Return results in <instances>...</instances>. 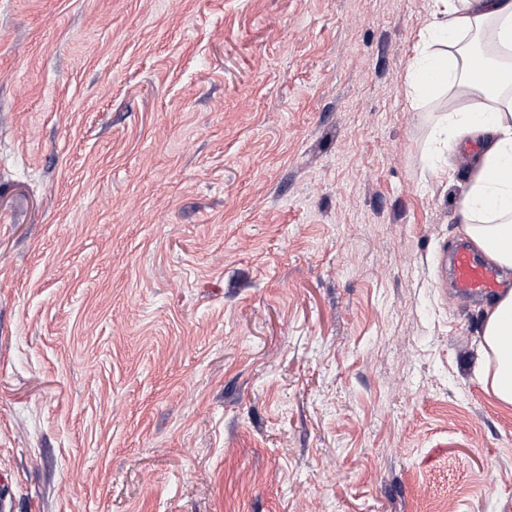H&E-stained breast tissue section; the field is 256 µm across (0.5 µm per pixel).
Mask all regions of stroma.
<instances>
[{"mask_svg":"<svg viewBox=\"0 0 512 512\" xmlns=\"http://www.w3.org/2000/svg\"><path fill=\"white\" fill-rule=\"evenodd\" d=\"M432 0H0V512H512ZM438 263L445 271V284L463 299L477 300L500 292L499 269L485 261L466 240L459 241L448 254L445 250L438 256Z\"/></svg>","mask_w":512,"mask_h":512,"instance_id":"35a3bbf8","label":"stroma"}]
</instances>
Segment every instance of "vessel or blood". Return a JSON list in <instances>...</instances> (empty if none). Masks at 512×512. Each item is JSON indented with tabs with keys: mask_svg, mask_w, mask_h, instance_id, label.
<instances>
[{
	"mask_svg": "<svg viewBox=\"0 0 512 512\" xmlns=\"http://www.w3.org/2000/svg\"><path fill=\"white\" fill-rule=\"evenodd\" d=\"M438 263L460 298L477 300L501 288L498 268L485 261L468 241H459L451 252L440 253Z\"/></svg>",
	"mask_w": 512,
	"mask_h": 512,
	"instance_id": "b4317fda",
	"label": "vessel or blood"
}]
</instances>
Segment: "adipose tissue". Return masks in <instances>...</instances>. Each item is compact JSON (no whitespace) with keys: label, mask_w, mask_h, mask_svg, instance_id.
<instances>
[{"label":"adipose tissue","mask_w":512,"mask_h":512,"mask_svg":"<svg viewBox=\"0 0 512 512\" xmlns=\"http://www.w3.org/2000/svg\"><path fill=\"white\" fill-rule=\"evenodd\" d=\"M493 25L499 47L512 55V0H433L432 19L422 29L406 75L407 92L421 103L438 88L465 85L456 106L437 130V141L457 153L467 140L484 149L464 190L460 220L465 234L499 266L512 270V68L486 60L498 80L472 75L481 59L472 34ZM482 381L500 405L512 408V290L500 295L484 323Z\"/></svg>","instance_id":"obj_1"}]
</instances>
